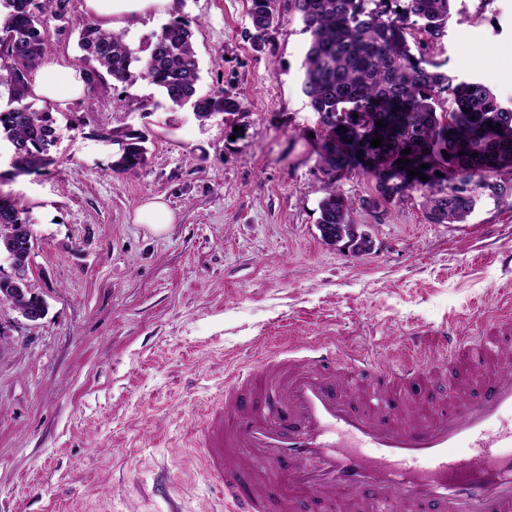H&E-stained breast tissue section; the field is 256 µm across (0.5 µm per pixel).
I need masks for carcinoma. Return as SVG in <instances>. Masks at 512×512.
<instances>
[{"instance_id": "carcinoma-1", "label": "carcinoma", "mask_w": 512, "mask_h": 512, "mask_svg": "<svg viewBox=\"0 0 512 512\" xmlns=\"http://www.w3.org/2000/svg\"><path fill=\"white\" fill-rule=\"evenodd\" d=\"M451 0H250L248 40L256 51L276 31L281 12L300 18L310 42L302 63V90L321 117L324 145L318 165L327 177L319 203L321 224L348 223L349 199L336 189L340 177L357 168L376 182L378 197L367 201H403L417 193L431 224H464L485 196L512 199V107L503 106L479 81L454 83L431 53L445 36ZM70 0H0V69L10 90L0 109V142L14 149L15 174L43 171L54 162L60 138L52 113L27 102L32 72L48 46L46 15L62 20ZM427 36L412 46L408 29ZM192 32L174 20L134 53L124 33L84 25L78 46L87 68L88 89L105 77L131 84L134 69L161 92L172 107L189 105L206 120L214 113L234 115L240 103L222 94L199 91L200 62ZM452 111H442L445 99ZM358 117H353V114ZM383 126L376 125V121ZM343 126L346 131L338 130ZM381 146H370L375 136ZM117 143V173L146 164V136L134 129L101 133ZM411 148L408 154L403 153ZM448 156H443V153ZM476 157H471V154ZM400 158L410 163L400 166ZM422 164L427 169H419ZM427 179H404L411 170ZM29 224L19 201L0 194V256L28 261L30 248L15 234Z\"/></svg>"}]
</instances>
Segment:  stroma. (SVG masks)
<instances>
[{
    "mask_svg": "<svg viewBox=\"0 0 512 512\" xmlns=\"http://www.w3.org/2000/svg\"><path fill=\"white\" fill-rule=\"evenodd\" d=\"M248 0H176L135 18L131 49L189 22L200 90L241 103L199 121L160 107L158 90L103 83L50 103L55 164L9 178L36 236L29 284L37 322L0 303V512H220L193 441L228 373L274 343L365 349L397 364L427 331L478 337L512 313V200H482L464 224L428 223L418 197L366 207L374 179L337 183L373 247L357 256L317 228L325 177L317 115L301 90L309 36L292 14L263 50L245 41ZM84 0L48 22L43 65L81 68ZM457 81L512 105V0H456L434 50ZM148 137V163L112 173L106 132ZM159 196L175 219L134 223Z\"/></svg>",
    "mask_w": 512,
    "mask_h": 512,
    "instance_id": "35a3bbf8",
    "label": "stroma"
}]
</instances>
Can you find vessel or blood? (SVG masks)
<instances>
[{
  "mask_svg": "<svg viewBox=\"0 0 512 512\" xmlns=\"http://www.w3.org/2000/svg\"><path fill=\"white\" fill-rule=\"evenodd\" d=\"M439 346L450 362L289 348L233 374L195 433L225 512H512V321L475 344L418 339Z\"/></svg>",
  "mask_w": 512,
  "mask_h": 512,
  "instance_id": "obj_1",
  "label": "vessel or blood"
}]
</instances>
